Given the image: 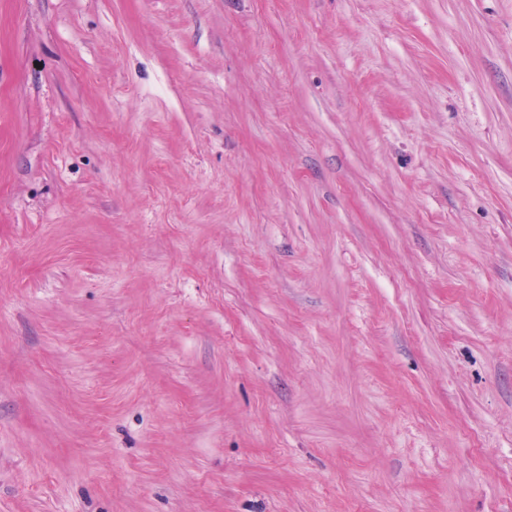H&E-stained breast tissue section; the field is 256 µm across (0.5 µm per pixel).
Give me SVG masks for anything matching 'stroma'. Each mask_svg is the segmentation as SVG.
<instances>
[{"label": "stroma", "mask_w": 512, "mask_h": 512, "mask_svg": "<svg viewBox=\"0 0 512 512\" xmlns=\"http://www.w3.org/2000/svg\"><path fill=\"white\" fill-rule=\"evenodd\" d=\"M0 512H512V0H0Z\"/></svg>", "instance_id": "1"}]
</instances>
